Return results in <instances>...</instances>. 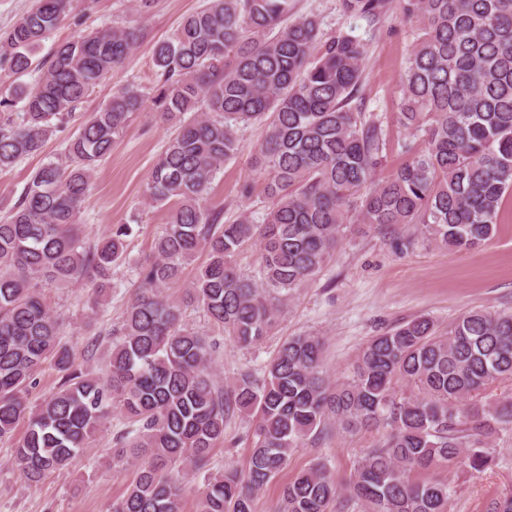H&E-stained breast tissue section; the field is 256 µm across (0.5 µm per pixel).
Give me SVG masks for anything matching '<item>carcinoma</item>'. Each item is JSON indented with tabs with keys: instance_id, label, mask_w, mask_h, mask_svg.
Returning a JSON list of instances; mask_svg holds the SVG:
<instances>
[{
	"instance_id": "cac0c4a2",
	"label": "carcinoma",
	"mask_w": 512,
	"mask_h": 512,
	"mask_svg": "<svg viewBox=\"0 0 512 512\" xmlns=\"http://www.w3.org/2000/svg\"><path fill=\"white\" fill-rule=\"evenodd\" d=\"M68 4L34 0L0 32V70L28 74L32 52ZM386 6L342 0L345 11L366 18ZM399 9L417 27L397 115L411 140L403 144L407 159L381 181L382 121L351 106L365 45L339 35L312 54L319 22L296 16V0H205L154 47L152 95L118 87L83 120L69 164L49 161L31 175L0 220V439L28 419L14 448L26 483L68 466L114 408L129 430L113 458L139 466L113 512H180L184 485L174 467L202 469L236 414L254 422L248 466L208 477L198 512H254L257 493L291 453L335 428L386 433L350 482L349 500L363 512H448V484L412 474L436 466L481 473L492 465L490 439L512 430V402L473 399L512 379V312L470 310L443 331L434 317L419 315L372 337L351 377L336 386L323 375L321 339L293 336L263 377L246 371L224 389L212 368L216 345L183 325L179 307L162 295L184 264L207 253L187 296L246 348L267 335L291 292L322 271L352 224H419L429 241L451 250L495 236L512 197V0H399ZM136 43L127 27L78 36L58 46L32 86L0 99V108L17 101L22 108L21 121H0V168L38 153ZM147 107L175 127L147 195L174 208L139 273L106 375L77 372L40 288L82 278L98 295L112 290L131 226L83 246L78 216L97 162L131 114ZM256 121L265 135L251 167L270 205L259 222L244 212L220 225L205 195L240 150V127ZM249 243L260 246L259 284L234 263ZM48 362L64 381L32 410L25 395ZM333 505L346 507L320 464L281 489L280 512H331Z\"/></svg>"
}]
</instances>
